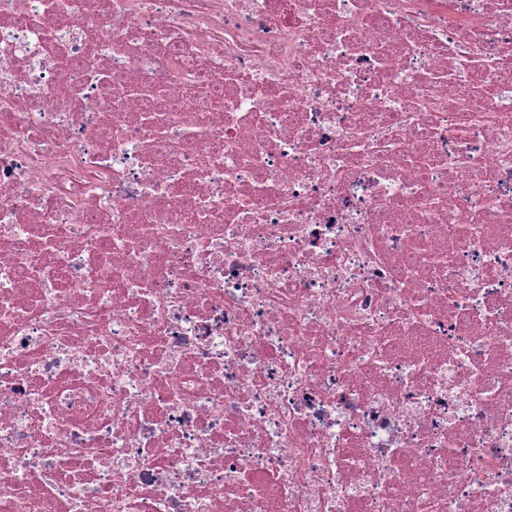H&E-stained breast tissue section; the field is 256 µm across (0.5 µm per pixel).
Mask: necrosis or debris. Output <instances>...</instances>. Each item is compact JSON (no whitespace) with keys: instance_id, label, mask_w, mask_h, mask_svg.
<instances>
[{"instance_id":"obj_1","label":"necrosis or debris","mask_w":512,"mask_h":512,"mask_svg":"<svg viewBox=\"0 0 512 512\" xmlns=\"http://www.w3.org/2000/svg\"><path fill=\"white\" fill-rule=\"evenodd\" d=\"M425 503L512 512V0H0V512Z\"/></svg>"}]
</instances>
